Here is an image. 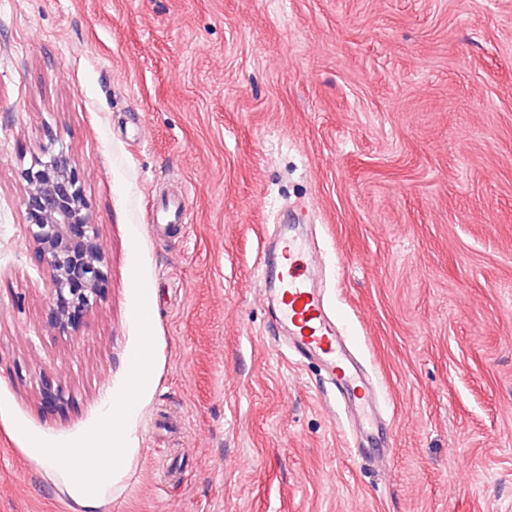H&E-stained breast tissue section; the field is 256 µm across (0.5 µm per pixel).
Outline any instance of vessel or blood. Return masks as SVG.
I'll return each instance as SVG.
<instances>
[{
  "instance_id": "b4317fda",
  "label": "vessel or blood",
  "mask_w": 512,
  "mask_h": 512,
  "mask_svg": "<svg viewBox=\"0 0 512 512\" xmlns=\"http://www.w3.org/2000/svg\"><path fill=\"white\" fill-rule=\"evenodd\" d=\"M184 212V198L178 194L154 204L152 221L175 230ZM317 260V249L307 241L280 232L262 251L261 263L268 271L264 286L279 303V318L293 347L317 359L339 402L361 415L371 431H378L373 414L378 390L359 374L324 296L312 282L311 267Z\"/></svg>"
}]
</instances>
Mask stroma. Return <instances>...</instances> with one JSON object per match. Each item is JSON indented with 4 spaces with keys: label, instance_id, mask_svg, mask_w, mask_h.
I'll return each instance as SVG.
<instances>
[{
    "label": "stroma",
    "instance_id": "35a3bbf8",
    "mask_svg": "<svg viewBox=\"0 0 512 512\" xmlns=\"http://www.w3.org/2000/svg\"><path fill=\"white\" fill-rule=\"evenodd\" d=\"M54 144L105 251L71 335L21 206ZM176 183L188 222L153 233ZM292 207L383 437L270 338ZM146 332L139 453L95 512H512V0H0V512H87L27 451L90 442Z\"/></svg>",
    "mask_w": 512,
    "mask_h": 512
}]
</instances>
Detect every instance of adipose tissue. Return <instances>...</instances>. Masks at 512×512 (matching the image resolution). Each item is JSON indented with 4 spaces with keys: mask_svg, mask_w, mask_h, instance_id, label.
Listing matches in <instances>:
<instances>
[{
    "mask_svg": "<svg viewBox=\"0 0 512 512\" xmlns=\"http://www.w3.org/2000/svg\"><path fill=\"white\" fill-rule=\"evenodd\" d=\"M126 369V385L105 403L93 442L81 448H59L47 440L28 451L71 498L88 508L122 492L127 465L138 454L136 413L157 371L152 337H140L126 357Z\"/></svg>",
    "mask_w": 512,
    "mask_h": 512,
    "instance_id": "obj_1",
    "label": "adipose tissue"
}]
</instances>
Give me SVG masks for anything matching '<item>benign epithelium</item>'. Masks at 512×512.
<instances>
[{
    "mask_svg": "<svg viewBox=\"0 0 512 512\" xmlns=\"http://www.w3.org/2000/svg\"><path fill=\"white\" fill-rule=\"evenodd\" d=\"M22 178L26 237L53 296L48 325L71 333L100 300L104 248L64 149L46 151L45 160L23 170Z\"/></svg>",
    "mask_w": 512,
    "mask_h": 512,
    "instance_id": "7a95c632",
    "label": "benign epithelium"
}]
</instances>
